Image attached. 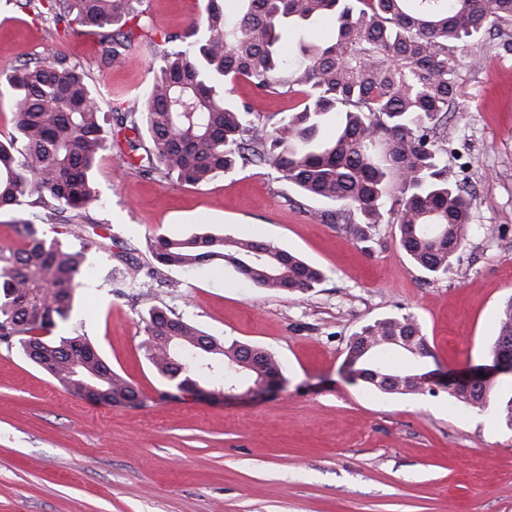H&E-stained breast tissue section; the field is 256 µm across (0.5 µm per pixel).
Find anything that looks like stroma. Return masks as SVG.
Masks as SVG:
<instances>
[{
	"label": "stroma",
	"instance_id": "obj_1",
	"mask_svg": "<svg viewBox=\"0 0 512 512\" xmlns=\"http://www.w3.org/2000/svg\"><path fill=\"white\" fill-rule=\"evenodd\" d=\"M205 0H144L154 30L183 36ZM161 45L135 39L104 66L93 34L63 33L0 0V72L64 55L79 63L103 111L150 88ZM458 95L445 128L448 177L475 196L467 242L451 273L409 262L393 224L363 241L334 223L330 205L288 190L266 168L187 186L130 167L116 152L97 163L101 202L72 317L141 404L74 394L0 346V512H512V426L497 406L478 411L444 386L393 396L350 379L355 332L413 315L432 351L424 368L455 373L486 361L496 317L512 297V24L454 50ZM205 228L254 236L321 267L318 288L294 295L251 287L229 267L164 268L149 294L115 296L120 256L146 262L158 234ZM219 339L258 345L283 366L277 388L237 397L162 399L165 380L145 355L151 307Z\"/></svg>",
	"mask_w": 512,
	"mask_h": 512
}]
</instances>
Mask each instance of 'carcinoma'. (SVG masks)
<instances>
[{
  "instance_id": "cac0c4a2",
  "label": "carcinoma",
  "mask_w": 512,
  "mask_h": 512,
  "mask_svg": "<svg viewBox=\"0 0 512 512\" xmlns=\"http://www.w3.org/2000/svg\"><path fill=\"white\" fill-rule=\"evenodd\" d=\"M143 0H24L54 28L96 33L104 64L125 58L134 39L150 37ZM323 17L335 24L321 40L301 29ZM512 22V0H206L186 40L163 37L158 71L139 105L106 127L96 90L80 66L60 56L5 77L14 127L0 139V215L17 218L20 247L0 248V342L67 390L137 404L139 393L113 371L84 335L55 336L67 322L90 250H104L71 228L100 199L93 183L98 157L112 149L151 176L199 185L219 173L270 168L283 184L337 206L336 223L356 238L374 224H395L409 261L433 277L452 270L466 241L475 198L448 180V150L439 128L457 92L449 50ZM258 93L300 94L302 108L263 119L233 95V83ZM148 138L144 146L142 138ZM144 150L145 155L137 154ZM60 224L47 238L37 223ZM149 251L166 268L223 263L255 288L294 294L318 287L325 273L296 253L254 237L205 231L159 234ZM116 295L149 288L135 269L112 272ZM146 355L169 382L162 397L181 401L206 385L220 391L247 378L279 377L269 351L225 342L154 307L146 320ZM199 343L207 363L180 365L168 340ZM512 343V299L498 314L487 353ZM406 357L392 366L387 354ZM431 356L417 320L393 315L366 324L349 341L345 364L367 388L417 395ZM474 389L451 387L457 402L482 410L499 400L494 378Z\"/></svg>"
}]
</instances>
